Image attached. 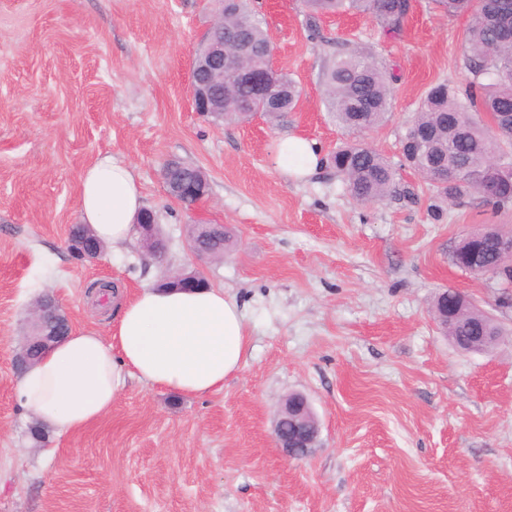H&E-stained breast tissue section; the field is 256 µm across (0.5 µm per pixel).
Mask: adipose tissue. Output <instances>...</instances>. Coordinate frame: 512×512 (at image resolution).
Returning a JSON list of instances; mask_svg holds the SVG:
<instances>
[{
    "instance_id": "obj_1",
    "label": "adipose tissue",
    "mask_w": 512,
    "mask_h": 512,
    "mask_svg": "<svg viewBox=\"0 0 512 512\" xmlns=\"http://www.w3.org/2000/svg\"><path fill=\"white\" fill-rule=\"evenodd\" d=\"M279 155L292 160L299 179L321 159L315 141L289 135ZM142 195L131 167L112 157L98 159L80 176L78 211L103 243L121 250L137 236ZM248 346L246 317L224 290H162L141 287L117 305L109 336L77 329L23 373L17 398L25 410L60 433L92 426L135 379L179 396L220 392L237 373Z\"/></svg>"
}]
</instances>
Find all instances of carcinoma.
I'll use <instances>...</instances> for the list:
<instances>
[{
    "mask_svg": "<svg viewBox=\"0 0 512 512\" xmlns=\"http://www.w3.org/2000/svg\"><path fill=\"white\" fill-rule=\"evenodd\" d=\"M450 16L470 13L472 24L463 39L464 64L472 79L464 92L446 83H438L427 92L403 138L414 149L403 152L407 166L428 180L433 187L431 216L439 219L444 208L454 206L468 191L481 195L492 210L512 208V185L503 184L494 195L486 194L476 177L498 156L512 161V40L500 38L491 22L495 16L512 21V0H435ZM308 11V28L318 35L320 17L353 11L372 16L388 35L403 28L410 11V0H303ZM220 15L224 35L238 38L241 50L234 51L233 67L224 70V79L213 87L218 101L211 112L214 121L242 119L243 107H252L268 117L277 118L293 110L300 98L297 84L284 74L274 76L278 88L272 102L256 100L251 87L238 83L235 69L249 70L264 65L272 42L252 9L250 0H224ZM332 49L322 75L324 101L336 125L352 132L378 126L388 114L394 76L378 65L370 54L336 47ZM483 112L494 123L495 133L477 121L473 113ZM327 167L345 183L351 197L361 203L384 200L397 192V171L379 152L358 143H349L326 157ZM443 166L467 176L461 183L443 185L435 178ZM230 236L223 226L215 225L197 239L203 251L214 257L224 255ZM479 267L498 263L496 245L484 241L478 255ZM491 327L479 315H466L448 326V335L457 339L486 336Z\"/></svg>",
    "mask_w": 512,
    "mask_h": 512,
    "instance_id": "1",
    "label": "carcinoma"
}]
</instances>
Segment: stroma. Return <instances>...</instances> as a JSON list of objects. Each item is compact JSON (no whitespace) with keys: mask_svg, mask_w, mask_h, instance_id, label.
<instances>
[{"mask_svg":"<svg viewBox=\"0 0 512 512\" xmlns=\"http://www.w3.org/2000/svg\"><path fill=\"white\" fill-rule=\"evenodd\" d=\"M251 6L301 98L276 119L215 122L189 90L212 0H0V512H512V308L496 279L452 262L474 225L512 224V210L470 193L433 220L426 184L402 165L428 89L470 80L469 16L415 0L394 37L365 14L321 19L324 35L395 76L387 119L356 138L414 194L361 204L331 170L283 172L280 138L327 153L349 135L326 111V49L301 0ZM106 155L131 165L165 260L138 244L70 256L79 175ZM173 159L206 172L207 198L188 207L170 195L162 170ZM196 224L226 227L223 260L192 254ZM191 270L244 306L249 348L223 391L179 398L132 380L98 424L35 442L12 367L35 301L52 294L73 328L104 335L109 313L86 297L94 282L129 298ZM445 289L501 326L492 351L449 343L431 315ZM297 392L321 432L291 459L272 428Z\"/></svg>","mask_w":512,"mask_h":512,"instance_id":"35a3bbf8","label":"stroma"}]
</instances>
